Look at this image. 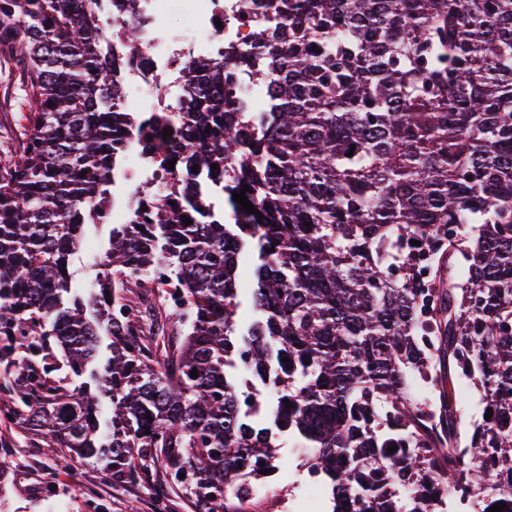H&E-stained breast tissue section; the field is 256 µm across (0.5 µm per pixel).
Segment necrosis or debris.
I'll use <instances>...</instances> for the list:
<instances>
[{"mask_svg":"<svg viewBox=\"0 0 512 512\" xmlns=\"http://www.w3.org/2000/svg\"><path fill=\"white\" fill-rule=\"evenodd\" d=\"M172 0H100L107 21L103 42L115 56V78L123 101L128 102L133 125L123 143L122 168L113 174L125 193L113 201L106 221L132 224L141 208V187L152 188L164 199L175 183L197 181L184 163L163 166L174 140L164 133L163 118L177 111L190 91L187 66L199 57H233L252 50L258 32L257 17L267 8L265 0H194L191 23L176 28L170 22ZM136 18V45L124 40L122 20ZM152 133L155 149L142 148L145 133Z\"/></svg>","mask_w":512,"mask_h":512,"instance_id":"1","label":"necrosis or debris"}]
</instances>
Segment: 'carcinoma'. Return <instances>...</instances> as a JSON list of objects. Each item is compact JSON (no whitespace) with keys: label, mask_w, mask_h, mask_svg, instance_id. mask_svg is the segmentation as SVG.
Instances as JSON below:
<instances>
[{"label":"carcinoma","mask_w":512,"mask_h":512,"mask_svg":"<svg viewBox=\"0 0 512 512\" xmlns=\"http://www.w3.org/2000/svg\"><path fill=\"white\" fill-rule=\"evenodd\" d=\"M96 2L0 0V70L29 105L0 159L17 409L53 447L106 459L103 476L159 464L205 503L274 472L275 428L312 449L338 512H512V0H272L259 52L238 58L260 75L263 123L237 111L224 60H193L176 148L205 180L121 225L98 288L66 304L128 134ZM227 162L263 217L234 201L233 223L206 222ZM244 255L257 318L237 338ZM160 262L186 328L163 354L120 296ZM239 369L275 397L262 425ZM465 380L490 419L464 417Z\"/></svg>","instance_id":"obj_1"}]
</instances>
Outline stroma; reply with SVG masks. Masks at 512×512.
Listing matches in <instances>:
<instances>
[{"label":"stroma","mask_w":512,"mask_h":512,"mask_svg":"<svg viewBox=\"0 0 512 512\" xmlns=\"http://www.w3.org/2000/svg\"><path fill=\"white\" fill-rule=\"evenodd\" d=\"M28 110L27 102L0 87V156L16 146L18 127ZM112 227L88 224L72 256V287L77 295L91 291L99 265L88 252L105 255ZM128 304L144 311L146 337L172 338L165 312L146 289H127ZM12 403L0 402V512H157V498H164V512H205L196 497L155 467L150 482L135 477L107 480L95 462L73 458L59 464L46 445L47 437L36 423L13 416ZM282 462L278 473L256 481L254 492L243 503L244 512H304L313 492V478L305 463L307 449L296 438H276Z\"/></svg>","instance_id":"obj_1"}]
</instances>
